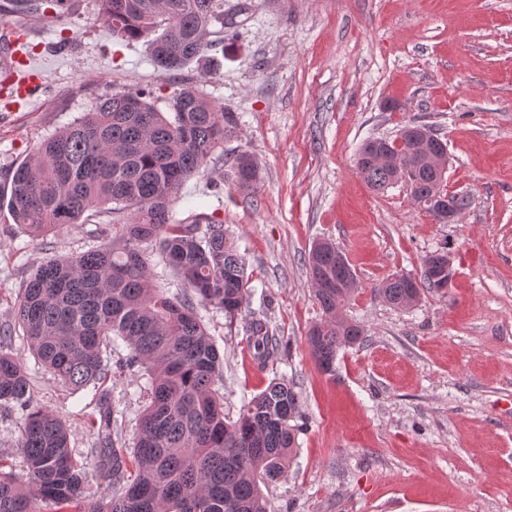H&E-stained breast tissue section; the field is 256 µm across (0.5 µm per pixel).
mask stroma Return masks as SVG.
Instances as JSON below:
<instances>
[{
  "label": "stroma",
  "mask_w": 512,
  "mask_h": 512,
  "mask_svg": "<svg viewBox=\"0 0 512 512\" xmlns=\"http://www.w3.org/2000/svg\"><path fill=\"white\" fill-rule=\"evenodd\" d=\"M235 38L178 72L153 62L147 41L113 36L96 0H73L63 24H32L33 66L47 80L32 103L0 84V183L48 135L86 112L104 86L200 87L236 112L225 153L258 165L255 195L211 160L180 189L174 219L203 209L222 222L247 263L241 315L199 314L223 360L217 389L237 419L276 378L292 380L303 427L287 477L269 484L268 512H512V0H252ZM417 123L447 145V191L467 195L457 223H437L403 185L376 192L354 158L372 137ZM94 218L33 240L0 211V348L25 365L30 404L62 416L84 460L96 412L92 390L59 383L35 359L15 317L41 262L69 258L115 233ZM336 244L358 289L341 309L364 328L324 374L307 344L323 313L309 281L312 246ZM447 249V288L409 309L374 289ZM279 340L261 362L254 321ZM112 348L106 385L132 444L147 400L143 370ZM21 410L0 405V458L16 479Z\"/></svg>",
  "instance_id": "stroma-1"
}]
</instances>
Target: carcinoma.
<instances>
[{
  "mask_svg": "<svg viewBox=\"0 0 512 512\" xmlns=\"http://www.w3.org/2000/svg\"><path fill=\"white\" fill-rule=\"evenodd\" d=\"M100 19L127 41L150 39L154 63L176 72L203 59L214 32L236 26L224 16V0H97ZM152 92L104 90L89 111L45 138L8 175L7 202L14 221L34 239L67 224H84L111 207L118 232L73 258L53 259L30 275L16 304V320L31 352L64 384L96 388V432L89 451L111 496L82 497L84 466L70 449L66 421L52 411L28 408L30 381L21 362L0 349V402L27 413L20 422L19 457L28 482L0 471V512H267L261 487L288 474L297 447L300 396L284 378L252 396L235 420L224 416L215 385L220 356L198 314L211 305L234 319L248 295L243 256L224 224L205 212L174 220L182 185L224 149L237 129L235 113L218 109L195 86L174 90L169 113L155 107ZM425 127L407 124L396 138L364 141L355 166L367 185L383 191L407 170V186L422 209L444 191L431 161L433 143L414 138ZM236 187L255 193L258 169L240 152L225 158ZM159 255L186 288L181 297L158 285ZM336 245L323 241L309 257V278L325 314L308 332L318 367L334 374L338 352L363 339L364 328L337 314L357 288ZM443 268L427 257L420 287L436 289ZM376 293L404 309L418 302L402 280L383 282ZM129 348V365L149 379L148 403L138 417L134 448L117 447V410L111 392L98 389L108 367L112 337ZM259 324L253 348L269 360L278 351Z\"/></svg>",
  "mask_w": 512,
  "mask_h": 512,
  "instance_id": "carcinoma-1",
  "label": "carcinoma"
}]
</instances>
